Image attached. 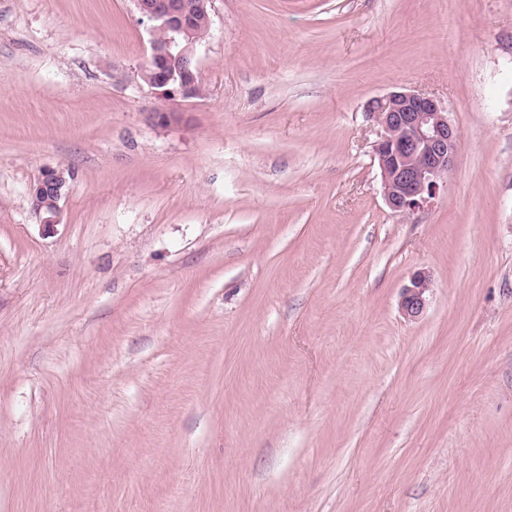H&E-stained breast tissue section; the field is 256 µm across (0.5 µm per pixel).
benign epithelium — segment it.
<instances>
[{
	"instance_id": "7a95c632",
	"label": "benign epithelium",
	"mask_w": 512,
	"mask_h": 512,
	"mask_svg": "<svg viewBox=\"0 0 512 512\" xmlns=\"http://www.w3.org/2000/svg\"><path fill=\"white\" fill-rule=\"evenodd\" d=\"M142 17L154 23L150 56L142 79L169 96L197 97L200 79L194 36L198 14H209L211 0H133ZM367 117L379 127L373 145L381 174L382 195L397 214L419 208L437 194L458 153V133L448 109L432 96L401 90L371 99ZM68 182L58 169L44 171L32 189V206L45 224L56 223ZM429 276L415 273L402 289L400 308L419 317L426 305Z\"/></svg>"
}]
</instances>
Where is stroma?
I'll use <instances>...</instances> for the list:
<instances>
[{
	"instance_id": "obj_1",
	"label": "stroma",
	"mask_w": 512,
	"mask_h": 512,
	"mask_svg": "<svg viewBox=\"0 0 512 512\" xmlns=\"http://www.w3.org/2000/svg\"><path fill=\"white\" fill-rule=\"evenodd\" d=\"M152 38L0 0V512H512V0H213L189 100ZM397 88L459 132L405 217ZM367 117L379 127L373 145L382 195L396 214H407L437 194L458 153L448 109L432 96L401 90L371 99ZM68 182L64 172L47 169L32 189V206L45 224L56 223L60 212V202L66 196ZM429 288L430 279L425 272H417L411 277L410 283L402 289L400 299V308L405 316L415 319L423 313Z\"/></svg>"
}]
</instances>
